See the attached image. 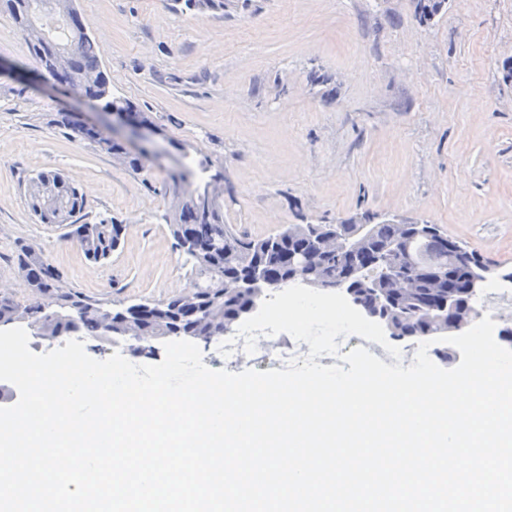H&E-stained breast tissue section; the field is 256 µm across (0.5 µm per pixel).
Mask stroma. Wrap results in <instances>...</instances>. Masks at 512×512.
Listing matches in <instances>:
<instances>
[{
	"label": "stroma",
	"instance_id": "35a3bbf8",
	"mask_svg": "<svg viewBox=\"0 0 512 512\" xmlns=\"http://www.w3.org/2000/svg\"><path fill=\"white\" fill-rule=\"evenodd\" d=\"M114 96L158 128L134 171L54 126L111 117L40 76L0 11V288L20 306V245L108 308L190 288L170 233L171 173L206 165L224 221L253 237L290 224H435L512 272V0H76ZM59 170L88 222L124 224L104 263L31 213L21 184Z\"/></svg>",
	"mask_w": 512,
	"mask_h": 512
}]
</instances>
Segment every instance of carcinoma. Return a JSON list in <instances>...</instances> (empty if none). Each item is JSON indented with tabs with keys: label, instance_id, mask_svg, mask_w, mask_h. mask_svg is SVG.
<instances>
[{
	"label": "carcinoma",
	"instance_id": "carcinoma-1",
	"mask_svg": "<svg viewBox=\"0 0 512 512\" xmlns=\"http://www.w3.org/2000/svg\"><path fill=\"white\" fill-rule=\"evenodd\" d=\"M51 0H0L19 30L33 23H43L51 14ZM64 33H47L41 44L28 45L44 75L56 76L81 96L96 101L105 111L132 108L134 104L112 96L109 81L101 69L91 37L79 31L68 17L64 18ZM53 123L72 138L88 140L109 152L126 150L120 141L111 140L98 131L84 128L73 112H59ZM172 215L170 231L175 247L184 257L183 266L201 289L203 304L210 307L208 317H199L178 306V298L137 305L130 319L146 336L168 340L179 336H199L211 341L224 335V318H234L240 310L255 305L250 292L251 275L261 268L269 288L280 289L292 282L295 273L290 262L297 250H313L318 244L319 224H290L280 233L257 238L238 232L224 223L220 197L204 188H191L189 174L172 175ZM28 206L42 224H57L69 229L65 237L76 241L85 257L94 262L107 261L120 244L123 225L102 220L97 224L83 222L86 201L79 188L63 173L40 171L24 185ZM479 255L466 249L452 261L448 254L435 251L433 244L421 237L409 235L404 224H373L362 247L356 251L329 255L321 264L304 270L306 278L324 289H356L357 301L363 307H375L378 290L391 288L393 269L400 268L423 280L420 300L426 305L440 304L448 299V285L462 289L468 262ZM18 268L33 291L48 295L43 310L30 311L20 307L13 298L0 293V324H11L29 315L30 325L37 335L56 340L81 333L93 338H107L101 303L68 288H60V270L47 261L32 245L20 247ZM443 267L445 281L432 283L425 269ZM71 304L84 308L75 318H69L61 308ZM54 311H49V308ZM396 340L433 338V328L425 321L421 308L399 306Z\"/></svg>",
	"mask_w": 512,
	"mask_h": 512
}]
</instances>
